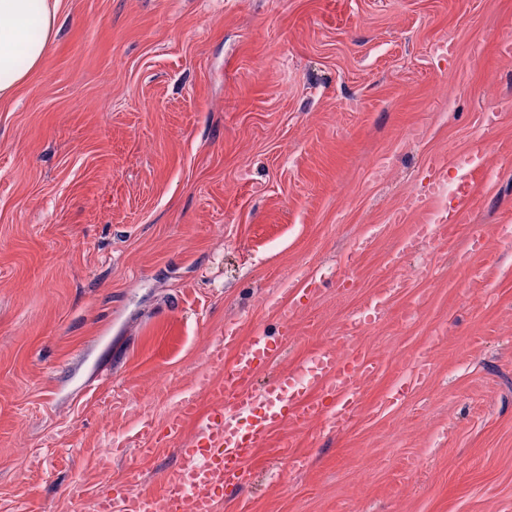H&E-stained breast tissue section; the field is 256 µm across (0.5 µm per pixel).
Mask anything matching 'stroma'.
<instances>
[{"label":"stroma","mask_w":512,"mask_h":512,"mask_svg":"<svg viewBox=\"0 0 512 512\" xmlns=\"http://www.w3.org/2000/svg\"><path fill=\"white\" fill-rule=\"evenodd\" d=\"M506 36L512 0H64L0 100V512H90L133 467L157 488L181 440L143 423L207 409L225 327L290 303L260 382L331 344L379 372L346 429L275 430L219 512H512ZM477 140L468 221L403 254L406 199L439 179L451 210Z\"/></svg>","instance_id":"obj_1"}]
</instances>
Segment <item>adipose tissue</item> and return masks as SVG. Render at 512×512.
<instances>
[{
    "mask_svg": "<svg viewBox=\"0 0 512 512\" xmlns=\"http://www.w3.org/2000/svg\"><path fill=\"white\" fill-rule=\"evenodd\" d=\"M62 7L63 0H0V99L42 64Z\"/></svg>",
    "mask_w": 512,
    "mask_h": 512,
    "instance_id": "ef3b65f1",
    "label": "adipose tissue"
}]
</instances>
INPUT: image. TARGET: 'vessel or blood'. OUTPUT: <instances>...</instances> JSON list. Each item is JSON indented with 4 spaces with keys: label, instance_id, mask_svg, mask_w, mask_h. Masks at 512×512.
Here are the masks:
<instances>
[{
    "label": "vessel or blood",
    "instance_id": "obj_1",
    "mask_svg": "<svg viewBox=\"0 0 512 512\" xmlns=\"http://www.w3.org/2000/svg\"><path fill=\"white\" fill-rule=\"evenodd\" d=\"M478 160V151H471L455 188L454 211L437 224L415 225L404 253H412L417 241L466 221ZM287 340L284 333L242 339L234 329H225L209 355L212 362L226 365L222 380L207 384L216 396L209 410L199 412L194 399L185 397L163 431L148 423L142 427L143 435L158 441L179 436L187 420L198 424L179 448L176 465L162 475L159 491L140 488V473L132 468L94 497L92 512H217L225 489L239 484L256 450L283 422L301 428L321 417L331 429L343 430L363 386L378 373V363L358 349L329 346L310 362L257 385L258 374L277 360ZM228 352L233 355L229 362L224 359ZM243 415L248 418L244 424L239 421Z\"/></svg>",
    "mask_w": 512,
    "mask_h": 512
}]
</instances>
